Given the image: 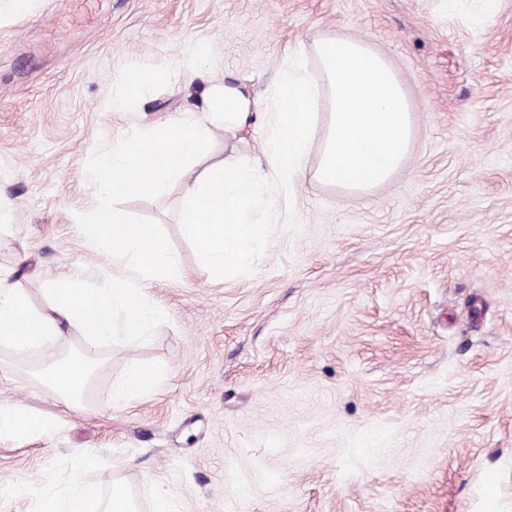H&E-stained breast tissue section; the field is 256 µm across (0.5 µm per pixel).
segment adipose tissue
<instances>
[{
  "label": "adipose tissue",
  "instance_id": "1",
  "mask_svg": "<svg viewBox=\"0 0 512 512\" xmlns=\"http://www.w3.org/2000/svg\"><path fill=\"white\" fill-rule=\"evenodd\" d=\"M203 97L201 110L132 133L118 153L102 157L93 175L100 201L95 220L79 227L84 238L107 242L115 256L137 257L165 279L179 277L180 267L155 225L134 223L111 209L116 192L136 195L181 181L190 203L186 230L202 262L220 275L265 245L269 224L261 215L279 214L278 198L304 176L318 129L319 115L313 110L317 88L301 52L286 64L268 103L227 83H209ZM258 116L269 130L260 157L244 162L215 151L213 129L231 133ZM43 292L47 306L34 307L9 272L0 270V346L21 359L40 356L41 380L78 408L104 362L103 346L118 336L130 343L148 336L157 312L147 289L123 281L93 290L73 277L52 278ZM73 328L80 331V353L59 357L55 347ZM93 464V458H82L65 494H47L42 512H84L96 495L84 479Z\"/></svg>",
  "mask_w": 512,
  "mask_h": 512
}]
</instances>
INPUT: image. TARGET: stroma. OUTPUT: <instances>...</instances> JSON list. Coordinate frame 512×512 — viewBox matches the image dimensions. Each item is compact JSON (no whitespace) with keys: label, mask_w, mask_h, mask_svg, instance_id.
Masks as SVG:
<instances>
[{"label":"stroma","mask_w":512,"mask_h":512,"mask_svg":"<svg viewBox=\"0 0 512 512\" xmlns=\"http://www.w3.org/2000/svg\"><path fill=\"white\" fill-rule=\"evenodd\" d=\"M358 38L392 64L414 134L388 184L300 181L288 220L216 278L180 183L115 206L156 225L184 275L156 279L78 232L122 137L198 105L183 62L264 99L290 51ZM167 69L133 96L136 70ZM121 100V111L111 109ZM0 267L46 305V276H137L159 316L113 340L85 406L0 347V512H39L82 457L153 512H512V0H0ZM156 389L112 403L134 364ZM55 425L51 419L24 410L0 414V431L26 436L50 430Z\"/></svg>","instance_id":"obj_1"}]
</instances>
